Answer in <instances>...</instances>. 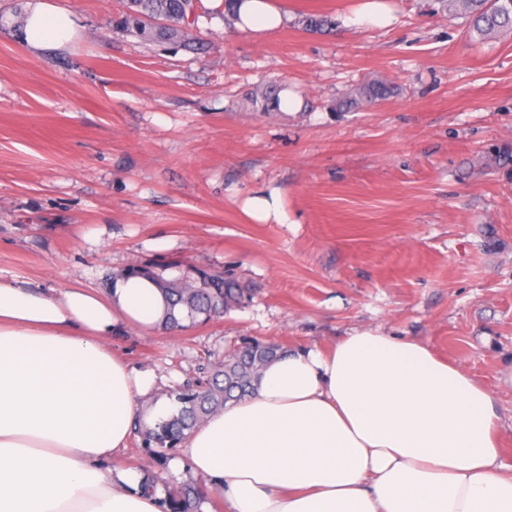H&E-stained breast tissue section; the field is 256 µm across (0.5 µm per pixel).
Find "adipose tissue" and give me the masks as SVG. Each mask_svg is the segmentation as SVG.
Instances as JSON below:
<instances>
[{"label": "adipose tissue", "mask_w": 512, "mask_h": 512, "mask_svg": "<svg viewBox=\"0 0 512 512\" xmlns=\"http://www.w3.org/2000/svg\"><path fill=\"white\" fill-rule=\"evenodd\" d=\"M33 49L70 42L76 22L26 0ZM288 21L276 0H240L235 28L266 36ZM167 304L150 279L106 293L0 279V512H160L161 492L120 458L151 371L109 341L119 325L157 330ZM489 390L420 342L360 332L295 348L255 390L208 417L177 467L206 480L224 512H512Z\"/></svg>", "instance_id": "obj_1"}]
</instances>
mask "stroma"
I'll use <instances>...</instances> for the list:
<instances>
[{
  "mask_svg": "<svg viewBox=\"0 0 512 512\" xmlns=\"http://www.w3.org/2000/svg\"><path fill=\"white\" fill-rule=\"evenodd\" d=\"M65 47L23 40L26 0H0V277L103 291L127 265L198 266L252 297L181 332L123 327L112 350L156 375L153 398L242 340L330 347L409 337L480 380L512 466V36L471 37L434 0H278L289 21L237 33L197 0L194 48L117 28L122 0H50ZM327 14L336 30L302 19ZM396 92L337 111L356 86ZM279 81L296 110L264 114ZM276 189L284 223L244 210Z\"/></svg>",
  "mask_w": 512,
  "mask_h": 512,
  "instance_id": "1",
  "label": "stroma"
}]
</instances>
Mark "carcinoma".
I'll use <instances>...</instances> for the list:
<instances>
[{
  "label": "carcinoma",
  "instance_id": "obj_1",
  "mask_svg": "<svg viewBox=\"0 0 512 512\" xmlns=\"http://www.w3.org/2000/svg\"><path fill=\"white\" fill-rule=\"evenodd\" d=\"M442 11L470 18V32L481 39L512 35V0H439ZM193 0H125V11L117 26L143 41H180L192 47L190 13ZM392 87L384 81L369 83L338 107L349 111L385 99ZM255 96L263 100V112L280 110L278 90L259 89ZM119 276H141L153 280L165 294L170 308L186 311L192 323H204L224 314L228 308L242 303L248 296L235 278L222 272L191 267L167 278L164 269L147 262L128 265ZM282 353L275 343L252 340L224 354V358L208 364L203 377L171 390L169 397L178 405L177 412L153 428L138 426L139 448L155 464H161L166 452L178 447L205 419L239 401L254 390L260 370ZM210 492L202 480L190 479L161 501L162 512H202Z\"/></svg>",
  "mask_w": 512,
  "mask_h": 512
}]
</instances>
